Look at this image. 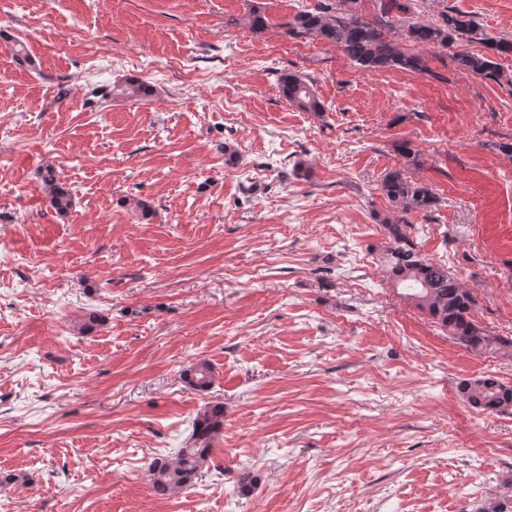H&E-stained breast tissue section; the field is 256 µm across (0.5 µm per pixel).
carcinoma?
<instances>
[{"instance_id":"1","label":"carcinoma","mask_w":512,"mask_h":512,"mask_svg":"<svg viewBox=\"0 0 512 512\" xmlns=\"http://www.w3.org/2000/svg\"><path fill=\"white\" fill-rule=\"evenodd\" d=\"M358 2L317 0L312 9L298 12L280 27L291 39L321 40L332 44L362 69L397 68L417 72L428 71L427 65L421 56L405 50L404 42L444 50L458 36L477 33L475 20L458 12L443 15L439 24L409 22L396 38L393 13L403 9L399 0H375L376 8L370 18L359 11ZM240 25L260 33L271 22L263 4L254 0L243 17L224 20L226 27ZM483 43L488 52L454 54L452 62L463 73L497 81L501 72L494 56H512V40L485 37ZM278 86L282 96L296 109L314 113L324 111L309 75L284 72L278 78ZM152 94L151 85L133 79L112 85L108 92L111 97L129 100H142ZM41 181L50 207L58 214L67 213L73 206V196L60 183L56 169L45 167ZM381 189L395 207L393 215L383 221L388 229L384 245V272L388 280L400 288L403 296L417 309L447 329L448 335L458 344L478 355L492 354L512 360V336L497 335L477 319L479 303L474 292L448 267L417 252L412 237L413 224L407 215L431 210L438 201L435 193L399 170L384 176ZM184 380L193 389L206 391L214 381L213 368L206 361H198L186 370ZM460 391L477 409L512 415V386L492 376L466 379L461 382ZM223 428L224 405L204 406L192 421L185 446L172 456L157 457L150 462L147 474L155 494L168 498L193 486L202 469L211 461L213 441ZM479 512H512V495L491 499Z\"/></svg>"}]
</instances>
